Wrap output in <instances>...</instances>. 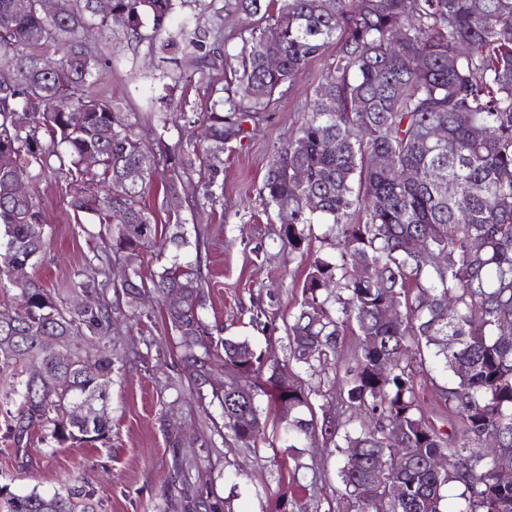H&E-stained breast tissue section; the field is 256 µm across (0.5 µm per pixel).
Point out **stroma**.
Wrapping results in <instances>:
<instances>
[{
    "instance_id": "obj_1",
    "label": "stroma",
    "mask_w": 512,
    "mask_h": 512,
    "mask_svg": "<svg viewBox=\"0 0 512 512\" xmlns=\"http://www.w3.org/2000/svg\"><path fill=\"white\" fill-rule=\"evenodd\" d=\"M231 0H176L175 15L208 32L221 49L240 52L247 25ZM177 28L157 39L132 40L121 28L91 32L89 40L106 59L94 77L102 99L118 104L140 127L168 113V144L193 151L200 140L201 114L208 81L223 82L225 61L186 56L182 43H169ZM336 53L328 46L277 93L267 112L244 123L237 140L224 148V194L203 199L200 173L185 183L186 232L200 231L202 272L207 283L203 318L209 327L254 337L270 358L288 355V322L295 313L298 284L305 274L299 253L282 246L274 211L266 209L260 189L277 147L293 135L314 91ZM64 175L49 172L31 185L43 208L48 247L33 274L67 303L80 293L62 291L76 279L95 242L75 223L67 206ZM272 321L269 334L254 332V306ZM148 319L118 317V349L127 360L114 374L107 442L49 447L33 433L28 447L17 449L7 436L11 379L0 378V486L17 495L45 496L74 486L93 489L97 512H177L181 499L202 498L232 512H280L288 490V463L271 449L248 452L220 435L221 411L198 399L177 358L176 335L154 302L143 305ZM179 445H172V436Z\"/></svg>"
}]
</instances>
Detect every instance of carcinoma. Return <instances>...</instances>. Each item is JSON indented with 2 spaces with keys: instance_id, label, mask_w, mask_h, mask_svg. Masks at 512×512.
I'll return each instance as SVG.
<instances>
[{
  "instance_id": "cac0c4a2",
  "label": "carcinoma",
  "mask_w": 512,
  "mask_h": 512,
  "mask_svg": "<svg viewBox=\"0 0 512 512\" xmlns=\"http://www.w3.org/2000/svg\"><path fill=\"white\" fill-rule=\"evenodd\" d=\"M14 4L0 0V288L18 300L0 311V371L15 378L14 445L26 447L35 429L58 446L106 442L119 362L113 314L151 296L177 336L189 384L220 407L225 436L254 454L264 442L275 448L262 407L272 402L289 479L334 474L331 512H512V483L484 451L493 439L512 456V336L502 332L512 323V0H235L237 12L268 27L250 29L225 86H208L220 97L203 113L201 151L159 154L146 140L162 139L166 125L141 133L90 93L102 59L83 35L118 26L140 38L147 23L158 33L175 0H112L108 13L95 0H70L60 16L39 0L24 11ZM269 27L277 40L265 38ZM180 32L189 53L203 47L201 29L184 20ZM60 42L63 56L47 58ZM333 42L335 59L261 191L281 242L308 258L280 363L247 337L213 336L201 315L200 258L184 260L189 241L167 229L182 223L184 175L199 164L203 197L224 193V146ZM438 128L443 142L431 138ZM391 167L414 177L397 182ZM47 171L66 175L75 221L98 225L105 244L72 283L96 295L93 306L62 303L31 274L47 250L46 219L16 185ZM152 189L156 206L144 201ZM317 226L326 253L310 252ZM168 251L169 262L144 276V256ZM114 259L130 271L118 286ZM219 361L240 377L216 383ZM421 377L436 390L435 408L421 398ZM311 447L322 449L319 467L304 461ZM6 504L94 512L82 486Z\"/></svg>"
}]
</instances>
